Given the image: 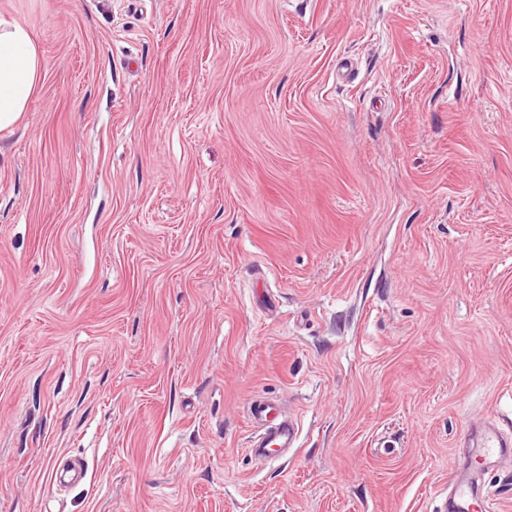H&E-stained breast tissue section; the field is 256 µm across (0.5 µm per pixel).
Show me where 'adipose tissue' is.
<instances>
[{"label": "adipose tissue", "mask_w": 512, "mask_h": 512, "mask_svg": "<svg viewBox=\"0 0 512 512\" xmlns=\"http://www.w3.org/2000/svg\"><path fill=\"white\" fill-rule=\"evenodd\" d=\"M43 71V57L32 29L0 17V131L21 121Z\"/></svg>", "instance_id": "adipose-tissue-1"}]
</instances>
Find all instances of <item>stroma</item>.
Segmentation results:
<instances>
[{"label":"stroma","instance_id":"obj_1","mask_svg":"<svg viewBox=\"0 0 512 512\" xmlns=\"http://www.w3.org/2000/svg\"><path fill=\"white\" fill-rule=\"evenodd\" d=\"M0 15L45 68L0 132V512H435L469 423L512 436V0ZM256 396L300 427L260 464Z\"/></svg>","mask_w":512,"mask_h":512}]
</instances>
